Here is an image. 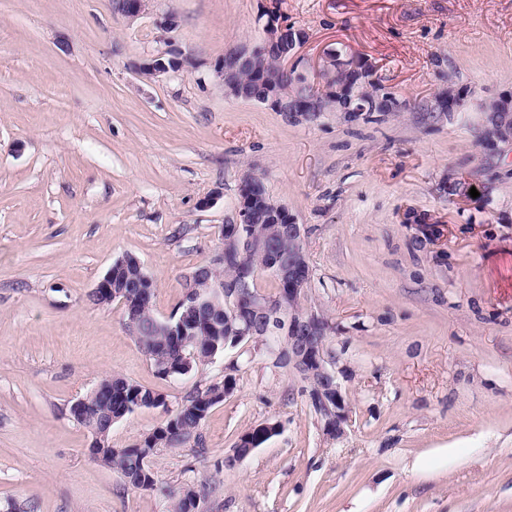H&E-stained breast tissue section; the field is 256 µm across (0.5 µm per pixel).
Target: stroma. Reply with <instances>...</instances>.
<instances>
[{"label":"stroma","mask_w":512,"mask_h":512,"mask_svg":"<svg viewBox=\"0 0 512 512\" xmlns=\"http://www.w3.org/2000/svg\"><path fill=\"white\" fill-rule=\"evenodd\" d=\"M115 4L0 0V512H167L90 454L69 407L112 371L174 407L233 361L203 448L152 460L161 482L211 485L209 512H512V112L487 109L512 100V0H151L134 19ZM272 15L305 33L301 57L359 60L401 111L295 117L227 97L215 63ZM169 48L191 65L139 74ZM446 87L457 109L428 111ZM246 173L307 229L340 436L262 354L159 378L120 304L89 299L128 252L169 316ZM163 418L113 423V446ZM267 420L279 435L216 470Z\"/></svg>","instance_id":"stroma-1"}]
</instances>
